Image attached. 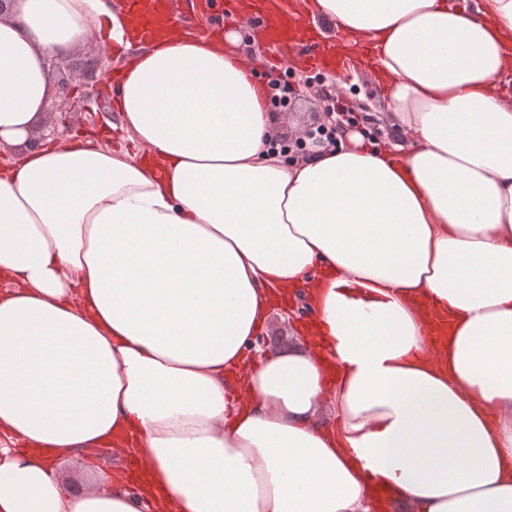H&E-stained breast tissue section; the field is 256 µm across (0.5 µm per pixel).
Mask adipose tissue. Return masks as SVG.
<instances>
[{
    "label": "adipose tissue",
    "mask_w": 512,
    "mask_h": 512,
    "mask_svg": "<svg viewBox=\"0 0 512 512\" xmlns=\"http://www.w3.org/2000/svg\"><path fill=\"white\" fill-rule=\"evenodd\" d=\"M303 11L373 47L385 145L286 163L234 31L138 47L132 150L45 143L50 60L129 19L0 17V512H512V0ZM261 334L263 336H256L254 340V346L253 349H251L254 354H257V352H255V348L257 346L260 348H264L266 346L265 350L270 352L288 350L290 346H295L297 344L295 338L299 337L292 336L297 334L293 332L292 328L288 325V320H282L279 310H275L273 312L268 325Z\"/></svg>",
    "instance_id": "obj_1"
}]
</instances>
